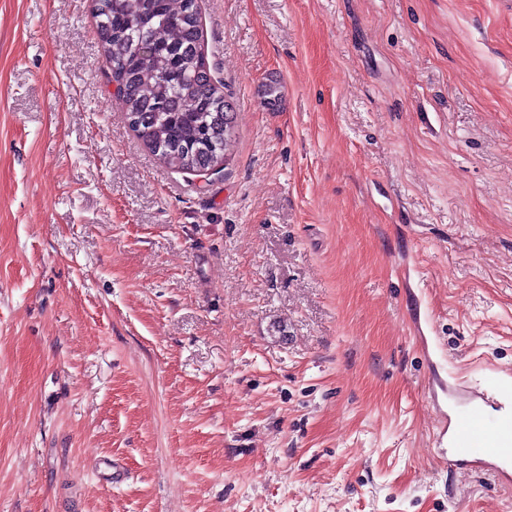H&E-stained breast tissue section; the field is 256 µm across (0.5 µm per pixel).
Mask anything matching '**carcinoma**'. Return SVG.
<instances>
[{
  "mask_svg": "<svg viewBox=\"0 0 512 512\" xmlns=\"http://www.w3.org/2000/svg\"><path fill=\"white\" fill-rule=\"evenodd\" d=\"M95 18L132 129L171 168L223 165L235 112L202 48L198 0H95Z\"/></svg>",
  "mask_w": 512,
  "mask_h": 512,
  "instance_id": "cac0c4a2",
  "label": "carcinoma"
}]
</instances>
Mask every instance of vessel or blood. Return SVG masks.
<instances>
[{
	"label": "vessel or blood",
	"mask_w": 512,
	"mask_h": 512,
	"mask_svg": "<svg viewBox=\"0 0 512 512\" xmlns=\"http://www.w3.org/2000/svg\"><path fill=\"white\" fill-rule=\"evenodd\" d=\"M447 431L452 462L471 468L491 466L500 482L512 484V415L490 419L477 406L456 416Z\"/></svg>",
	"instance_id": "vessel-or-blood-1"
}]
</instances>
